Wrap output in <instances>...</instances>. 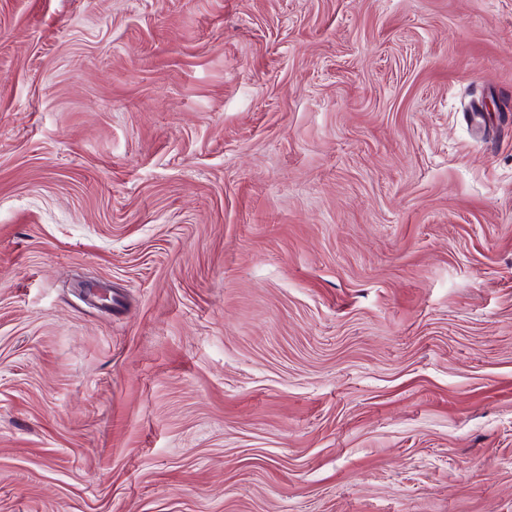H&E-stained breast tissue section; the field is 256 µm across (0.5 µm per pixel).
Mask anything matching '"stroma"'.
Segmentation results:
<instances>
[{
    "mask_svg": "<svg viewBox=\"0 0 512 512\" xmlns=\"http://www.w3.org/2000/svg\"><path fill=\"white\" fill-rule=\"evenodd\" d=\"M0 512H512V0H0Z\"/></svg>",
    "mask_w": 512,
    "mask_h": 512,
    "instance_id": "stroma-1",
    "label": "stroma"
}]
</instances>
